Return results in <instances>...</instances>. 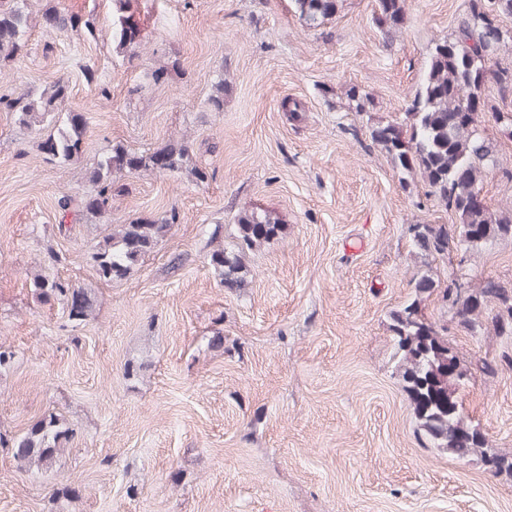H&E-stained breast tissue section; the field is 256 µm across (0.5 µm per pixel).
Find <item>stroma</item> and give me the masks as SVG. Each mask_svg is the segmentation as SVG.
I'll list each match as a JSON object with an SVG mask.
<instances>
[{
	"mask_svg": "<svg viewBox=\"0 0 512 512\" xmlns=\"http://www.w3.org/2000/svg\"><path fill=\"white\" fill-rule=\"evenodd\" d=\"M113 5L35 0L38 14L96 15V33L38 25L23 55L0 59V94L63 78L57 110L86 126L60 164L39 148L44 130L0 109V346L14 353L0 372V434L51 415L72 432L47 471L19 470L0 446V512H512L511 473L418 439L392 330L416 299L465 362L512 353V338L450 325L442 302L455 273L511 285L512 240L460 265L421 255L408 226L453 217L369 136L402 120L467 0H405L390 42L376 0H339L317 29L291 0H134L141 37L122 48ZM162 65L164 79L145 84ZM483 128L496 210L512 202V138ZM174 140L189 145L182 170L122 175L107 216L59 224V201L91 191L113 146L149 153ZM256 207L284 233L248 253V285L230 290L209 233L220 224L232 239L240 211ZM173 211L177 223L125 277L99 279L92 256L114 226ZM41 270L84 288L92 315L40 301ZM424 275L435 286L416 293ZM459 404L489 448L512 454V365L472 370Z\"/></svg>",
	"mask_w": 512,
	"mask_h": 512,
	"instance_id": "1",
	"label": "stroma"
}]
</instances>
